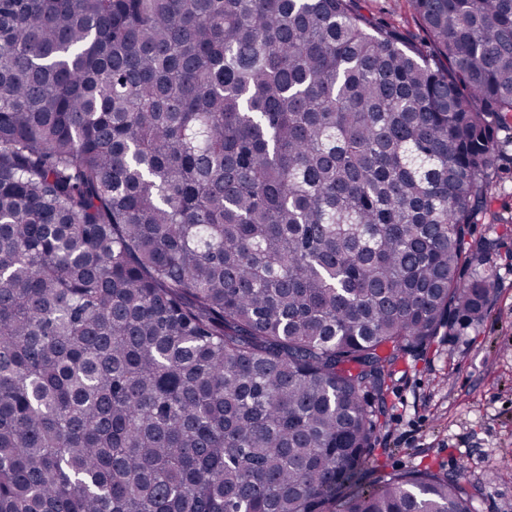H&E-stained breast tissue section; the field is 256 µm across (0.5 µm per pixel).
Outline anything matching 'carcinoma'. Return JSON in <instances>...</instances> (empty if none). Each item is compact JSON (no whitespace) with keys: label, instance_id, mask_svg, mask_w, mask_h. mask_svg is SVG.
I'll list each match as a JSON object with an SVG mask.
<instances>
[{"label":"carcinoma","instance_id":"cac0c4a2","mask_svg":"<svg viewBox=\"0 0 512 512\" xmlns=\"http://www.w3.org/2000/svg\"><path fill=\"white\" fill-rule=\"evenodd\" d=\"M0 0V512H475L360 481L487 314L512 0ZM363 10L407 32L415 41L425 39V33L413 17L406 0H360Z\"/></svg>","mask_w":512,"mask_h":512}]
</instances>
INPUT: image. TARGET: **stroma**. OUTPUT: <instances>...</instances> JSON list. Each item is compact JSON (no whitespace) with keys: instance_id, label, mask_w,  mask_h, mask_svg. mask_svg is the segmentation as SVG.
I'll return each instance as SVG.
<instances>
[{"instance_id":"stroma-1","label":"stroma","mask_w":512,"mask_h":512,"mask_svg":"<svg viewBox=\"0 0 512 512\" xmlns=\"http://www.w3.org/2000/svg\"><path fill=\"white\" fill-rule=\"evenodd\" d=\"M363 10L407 32L425 34L407 0H360ZM492 208L503 224L477 225L497 240L495 291L485 317L438 336L392 365L378 407L365 484L378 473L464 471L477 512H512V114L501 122Z\"/></svg>"}]
</instances>
